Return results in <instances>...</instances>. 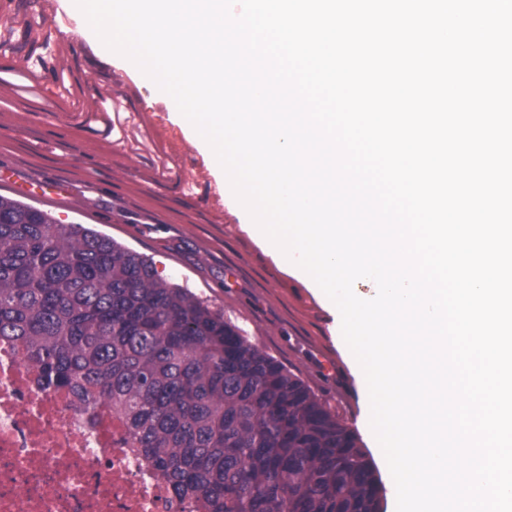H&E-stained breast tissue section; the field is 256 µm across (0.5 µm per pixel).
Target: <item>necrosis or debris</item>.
<instances>
[{
    "label": "necrosis or debris",
    "mask_w": 512,
    "mask_h": 512,
    "mask_svg": "<svg viewBox=\"0 0 512 512\" xmlns=\"http://www.w3.org/2000/svg\"><path fill=\"white\" fill-rule=\"evenodd\" d=\"M0 512H210L178 500L111 404L85 410L0 340Z\"/></svg>",
    "instance_id": "4bbe7bcc"
}]
</instances>
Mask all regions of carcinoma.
Here are the masks:
<instances>
[{"mask_svg":"<svg viewBox=\"0 0 512 512\" xmlns=\"http://www.w3.org/2000/svg\"><path fill=\"white\" fill-rule=\"evenodd\" d=\"M0 338L106 401L211 512H384L356 437L281 362L151 259L0 194Z\"/></svg>","mask_w":512,"mask_h":512,"instance_id":"carcinoma-1","label":"carcinoma"}]
</instances>
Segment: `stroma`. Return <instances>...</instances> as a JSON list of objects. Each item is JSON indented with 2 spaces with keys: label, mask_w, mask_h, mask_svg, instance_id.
Instances as JSON below:
<instances>
[{
  "label": "stroma",
  "mask_w": 512,
  "mask_h": 512,
  "mask_svg": "<svg viewBox=\"0 0 512 512\" xmlns=\"http://www.w3.org/2000/svg\"><path fill=\"white\" fill-rule=\"evenodd\" d=\"M70 0H0V165L71 184L41 202L65 224H92L149 257L311 387L371 451L362 386L316 289L284 269L216 183L207 156L172 121L174 103L73 35ZM84 97L98 118L60 112Z\"/></svg>",
  "instance_id": "obj_1"
}]
</instances>
